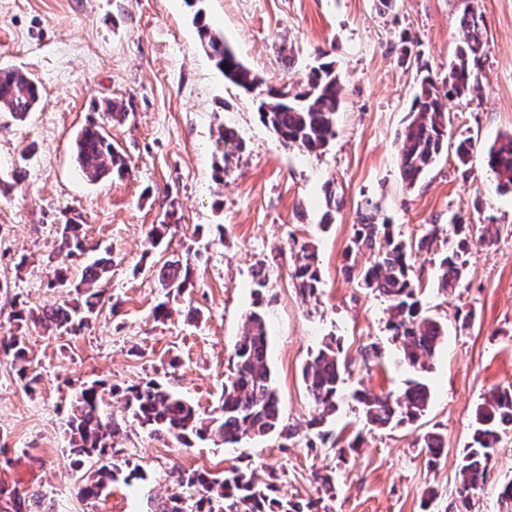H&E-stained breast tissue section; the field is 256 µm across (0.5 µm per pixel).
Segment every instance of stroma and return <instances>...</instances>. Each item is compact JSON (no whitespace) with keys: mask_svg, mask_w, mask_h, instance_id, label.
I'll list each match as a JSON object with an SVG mask.
<instances>
[{"mask_svg":"<svg viewBox=\"0 0 512 512\" xmlns=\"http://www.w3.org/2000/svg\"><path fill=\"white\" fill-rule=\"evenodd\" d=\"M206 20L264 86H296L320 57L341 86L335 135L318 155L285 146L258 114L259 101L224 79L203 48L185 0H0V68H16L40 89L35 112H0V337L25 336L39 376L25 388L0 355V512L15 499L44 496L50 512H153L179 492L181 471L240 469L271 485L279 500L310 512H448L460 483L475 412L494 388L512 387V195L500 194L485 152L512 134V0H480L486 27L480 86L447 97L448 145L414 186L398 167V135L421 72L448 74L461 0H202ZM123 102L108 121L100 105ZM101 126L124 155L126 175L89 181L76 162V133ZM229 128L242 149L221 154ZM473 138L468 164L459 139ZM22 180H14L16 167ZM372 203L375 223L417 242L427 225L454 214L491 225L473 240L461 288L438 287L439 249L414 251L411 275L427 313L447 330L424 377L431 399L416 422L372 430L356 391L398 394L413 371L399 366L387 329V301L346 274L345 253ZM178 223L161 247L147 232L169 207ZM79 217L86 250L59 253L67 218ZM315 249L320 288L302 296L294 254ZM109 251L112 266L89 327L71 336L10 319L11 310L71 300L84 268ZM169 260L192 271L193 288L168 298L158 269ZM66 267V287L53 286ZM266 277L255 288L253 276ZM170 314L155 318L158 304ZM268 328V362L292 439L235 445L156 436L125 407L126 387L156 380L210 416L230 373L247 315ZM341 342L342 399L321 430L302 368L323 338ZM377 345L382 361L364 364ZM104 382L106 410L119 422L112 457L143 478L114 481L81 496L85 471L72 470L67 416L86 384ZM444 438L437 463L425 434ZM331 476L332 489L320 479ZM512 481V426L502 434L471 512H499Z\"/></svg>","mask_w":512,"mask_h":512,"instance_id":"stroma-1","label":"stroma"}]
</instances>
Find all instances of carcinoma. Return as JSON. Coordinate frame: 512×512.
<instances>
[{
  "label": "carcinoma",
  "instance_id": "obj_1",
  "mask_svg": "<svg viewBox=\"0 0 512 512\" xmlns=\"http://www.w3.org/2000/svg\"><path fill=\"white\" fill-rule=\"evenodd\" d=\"M202 46L224 74V78L248 93L261 96L259 116L282 143L309 153L327 146L335 135V114L341 87L331 62H322L306 76L303 89L292 93L277 88L260 89L263 81L253 74L224 42V36L205 21L202 9L194 16ZM483 17L478 0H463L459 23V43L455 60L448 72V93L466 95L479 84L481 51L484 43ZM39 87L31 77L19 70H0V112L22 119L34 111L39 101ZM448 141V115L437 81L427 74L419 82L410 119L399 137L398 159L403 180L413 186L436 162ZM76 161L86 177L96 182L117 173L128 172L122 154L112 146L96 125L82 128L75 137ZM487 165L495 174L498 189L512 195V135L504 136L487 151ZM80 224L70 219L60 233V251L66 256L85 251L79 233ZM443 228L433 224L413 245L396 237L388 224H374L369 218L355 230L349 254L374 251L376 261L363 268L359 277L363 285L389 302L387 321L391 338L402 353L400 363L416 373L427 371L437 347L444 339L441 325L424 310L418 298V285L410 275V254L431 243ZM450 244L440 259L438 286L446 292L461 287L467 263L472 230L458 214L448 224ZM110 259L101 256L85 267L84 283L99 280L109 268ZM293 278L304 293L313 295L320 282L314 255L303 247L296 255ZM159 282L167 293L180 295L192 287L190 269L179 261H168L158 270ZM97 293L76 298L69 303L42 311L38 320L67 334H76L89 324L97 305ZM0 351L11 358L21 380L33 382L29 375L32 358L27 340L13 335L0 339ZM268 331L264 317L253 311L247 315L244 335L234 347V371L224 383L221 404L214 415L203 418L188 400L148 380L126 389L125 403L134 420L163 437L173 438L185 447L191 438L209 436L233 445L244 438L278 434L291 437L281 426L278 391L275 388L267 358ZM346 362L340 345L331 338L314 353L302 369L303 381L318 408L312 425L320 426L336 410L340 396L341 372ZM353 398L365 422L375 428L416 421L427 409L429 386L418 379L409 381L404 392L390 394L357 392ZM512 425V390L497 389L484 398L475 414L472 441L464 450L460 474L462 482L456 490L450 512H470L471 494L485 482L488 465L500 441L501 432ZM70 433L71 466L81 468L88 458L98 464L92 479L81 487L87 498H97L109 488L121 467L112 459V446L107 439L118 430V424L104 413L98 383L84 388L71 404L67 421ZM422 448L429 461H435L444 448L443 437L430 432L424 436ZM180 486L189 494H172L155 512H305L299 502L286 503L267 494L268 486L257 484L240 470L222 475L208 470H195L180 477Z\"/></svg>",
  "mask_w": 512,
  "mask_h": 512
}]
</instances>
